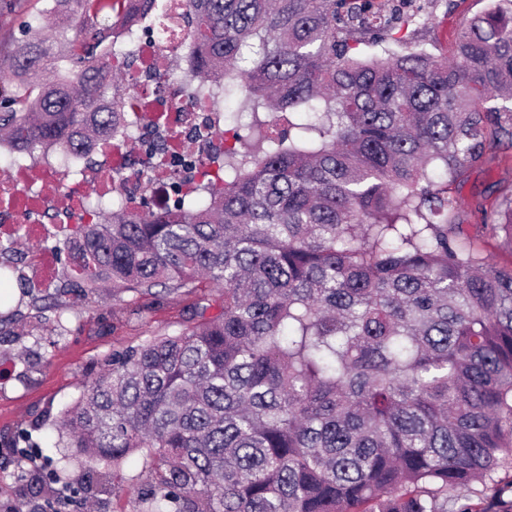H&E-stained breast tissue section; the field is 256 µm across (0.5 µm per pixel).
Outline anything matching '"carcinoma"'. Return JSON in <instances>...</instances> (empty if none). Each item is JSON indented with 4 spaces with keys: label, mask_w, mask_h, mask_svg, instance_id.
<instances>
[{
    "label": "carcinoma",
    "mask_w": 512,
    "mask_h": 512,
    "mask_svg": "<svg viewBox=\"0 0 512 512\" xmlns=\"http://www.w3.org/2000/svg\"><path fill=\"white\" fill-rule=\"evenodd\" d=\"M129 0L25 23L0 62V140L66 155L116 135L101 55ZM195 95L252 114L176 211L121 202L67 245L62 293L139 314L201 290L189 324L112 354L58 424L100 481L137 457L139 512H512V266L464 233L448 186L508 140L512 9L451 60L398 36L417 0H169ZM369 42L382 53L355 55ZM64 47V75L34 80ZM512 245V193L484 211ZM472 487L479 508L456 509Z\"/></svg>",
    "instance_id": "carcinoma-1"
}]
</instances>
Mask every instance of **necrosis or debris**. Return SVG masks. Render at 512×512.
Masks as SVG:
<instances>
[{
	"instance_id": "1",
	"label": "necrosis or debris",
	"mask_w": 512,
	"mask_h": 512,
	"mask_svg": "<svg viewBox=\"0 0 512 512\" xmlns=\"http://www.w3.org/2000/svg\"><path fill=\"white\" fill-rule=\"evenodd\" d=\"M154 40L152 19L136 9L112 31L109 62L125 76L112 89V109L124 123H136L142 150L128 156L107 140L79 154L67 173L50 156L31 155L28 165L58 179L61 190L48 198L22 186L16 175H1V236L22 226L36 238H72L79 226L94 223L92 198L112 192L133 206L156 209L173 203L178 191L203 185L207 161L223 160L224 112L194 97L192 71L129 66L131 44L145 47ZM155 113L163 124L152 123Z\"/></svg>"
}]
</instances>
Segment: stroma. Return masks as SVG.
Returning a JSON list of instances; mask_svg holds the SVG:
<instances>
[{
	"label": "stroma",
	"mask_w": 512,
	"mask_h": 512,
	"mask_svg": "<svg viewBox=\"0 0 512 512\" xmlns=\"http://www.w3.org/2000/svg\"><path fill=\"white\" fill-rule=\"evenodd\" d=\"M498 0H425L430 24L409 27L412 43L431 53L451 56L458 32L472 17ZM512 187V146L489 152L453 192L463 216L465 233L475 239L489 260L512 265V248L490 237L482 211L501 190ZM193 296H177L140 319L128 297L69 300L63 326L42 318L41 298L25 296L16 280L0 283V362L12 374L0 383V512H80L83 500L97 503L99 512H136L126 490L130 476L149 480L137 458H130L112 477V491L90 486L88 461H72L61 471L57 492L33 494L58 469L61 449L49 425L75 400L113 352L137 345L151 336L178 329ZM59 470V469H58Z\"/></svg>",
	"instance_id": "obj_1"
}]
</instances>
